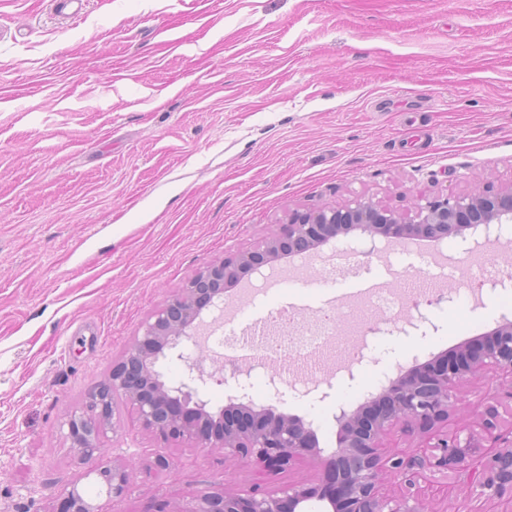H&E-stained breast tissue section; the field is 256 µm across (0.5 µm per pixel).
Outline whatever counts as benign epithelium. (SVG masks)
<instances>
[{
    "label": "benign epithelium",
    "instance_id": "obj_1",
    "mask_svg": "<svg viewBox=\"0 0 512 512\" xmlns=\"http://www.w3.org/2000/svg\"><path fill=\"white\" fill-rule=\"evenodd\" d=\"M512 223V181L469 192L422 196L408 214L359 198L341 207L293 209L252 249L238 251L203 267L142 325L141 334L124 349L109 377L96 386L80 412L68 417L70 448L91 464L90 472L117 498L130 482L131 464L110 457L102 438L116 430L117 401L135 409L143 426L162 444L224 450V457L256 464L267 475L298 462L322 468L314 487L288 485L240 494L230 489L204 491L176 508L165 502L158 512H307L316 499L321 512H446L416 490L425 472L453 479L496 505L512 506V320L502 318L483 333L476 348L468 340L425 362L398 368L380 390L354 408L336 407V449L322 458L313 422L258 404L248 395L231 396L213 411L189 384H173L156 370L159 358L174 355L204 377L201 361L183 351L193 340L195 321L207 306L224 301L228 286L263 266L311 254L332 241L351 236L375 242L378 237L432 241L484 227L486 233ZM477 381L495 384L485 411L450 429L459 413L461 388ZM413 439L408 453L385 456L381 448L393 433ZM402 478L401 491L384 492L389 475ZM56 512H103L74 484L58 496Z\"/></svg>",
    "mask_w": 512,
    "mask_h": 512
}]
</instances>
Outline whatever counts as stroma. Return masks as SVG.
I'll use <instances>...</instances> for the list:
<instances>
[{"instance_id":"stroma-1","label":"stroma","mask_w":512,"mask_h":512,"mask_svg":"<svg viewBox=\"0 0 512 512\" xmlns=\"http://www.w3.org/2000/svg\"><path fill=\"white\" fill-rule=\"evenodd\" d=\"M511 180L512 0H89L71 20L50 0H0V512H54L68 483L104 512L318 484L305 463L269 477L160 446L122 404L104 446L132 474L114 499L65 420L154 311L289 209L366 197L408 213L424 194ZM343 248L263 267L196 327L210 373L220 354L247 365L243 333L283 308L307 320L350 305L309 395L292 391L284 358L245 379L255 402L314 421L327 455L337 405L512 319V226L425 251L381 237L370 254ZM423 278L439 303L361 323L369 289L403 295ZM157 368L215 409L238 392L174 358Z\"/></svg>"}]
</instances>
